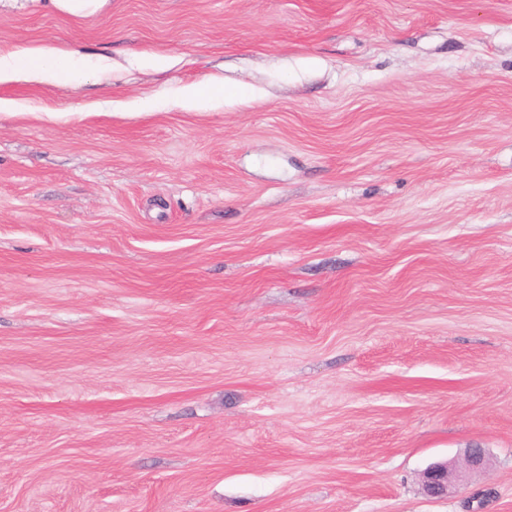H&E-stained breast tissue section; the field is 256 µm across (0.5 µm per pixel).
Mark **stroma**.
Instances as JSON below:
<instances>
[{"instance_id":"35a3bbf8","label":"stroma","mask_w":512,"mask_h":512,"mask_svg":"<svg viewBox=\"0 0 512 512\" xmlns=\"http://www.w3.org/2000/svg\"><path fill=\"white\" fill-rule=\"evenodd\" d=\"M33 43L86 69L0 87V512H512V0L0 9ZM180 99L187 108H206L224 103V83L207 80L183 86L179 91ZM464 467L448 461L427 467L422 474V488L430 497L447 496L456 491L465 481L468 471L482 467L485 455L482 448H470L465 456Z\"/></svg>"}]
</instances>
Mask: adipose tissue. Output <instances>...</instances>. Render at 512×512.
Wrapping results in <instances>:
<instances>
[{
	"instance_id": "ef3b65f1",
	"label": "adipose tissue",
	"mask_w": 512,
	"mask_h": 512,
	"mask_svg": "<svg viewBox=\"0 0 512 512\" xmlns=\"http://www.w3.org/2000/svg\"><path fill=\"white\" fill-rule=\"evenodd\" d=\"M82 61L63 49L31 45L0 49V86L20 80L41 84L70 83Z\"/></svg>"
}]
</instances>
